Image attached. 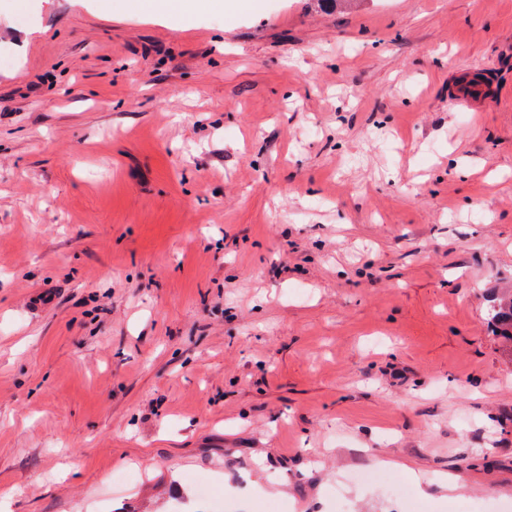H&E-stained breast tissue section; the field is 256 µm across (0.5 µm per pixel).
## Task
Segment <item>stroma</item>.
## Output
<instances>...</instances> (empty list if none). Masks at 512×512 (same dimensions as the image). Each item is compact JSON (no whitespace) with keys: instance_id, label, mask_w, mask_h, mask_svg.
Returning a JSON list of instances; mask_svg holds the SVG:
<instances>
[{"instance_id":"35a3bbf8","label":"stroma","mask_w":512,"mask_h":512,"mask_svg":"<svg viewBox=\"0 0 512 512\" xmlns=\"http://www.w3.org/2000/svg\"><path fill=\"white\" fill-rule=\"evenodd\" d=\"M255 2L0 0L9 512H512V0ZM151 11L158 16L193 14L207 9L213 0H151ZM491 94V89L481 81H465L458 84L449 99L454 108H466L476 98H483ZM489 302L486 320L492 327V332L512 342V294H502Z\"/></svg>"}]
</instances>
